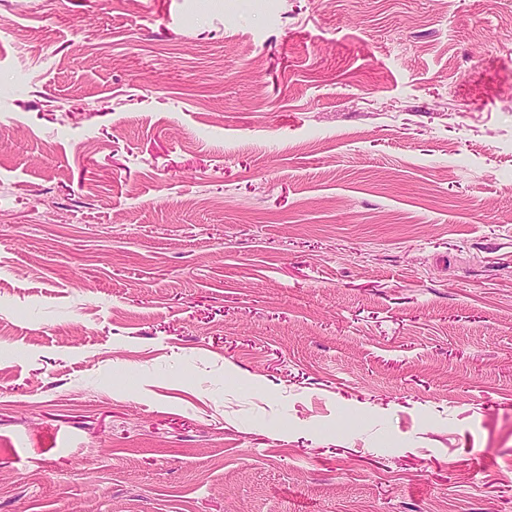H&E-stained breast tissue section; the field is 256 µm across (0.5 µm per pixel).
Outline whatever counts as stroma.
<instances>
[{"instance_id": "obj_1", "label": "stroma", "mask_w": 512, "mask_h": 512, "mask_svg": "<svg viewBox=\"0 0 512 512\" xmlns=\"http://www.w3.org/2000/svg\"><path fill=\"white\" fill-rule=\"evenodd\" d=\"M0 512H512V0H0Z\"/></svg>"}]
</instances>
